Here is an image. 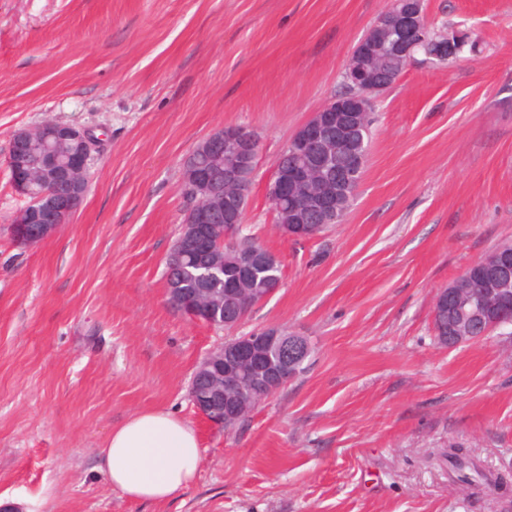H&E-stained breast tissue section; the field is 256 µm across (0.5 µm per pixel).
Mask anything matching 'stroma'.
<instances>
[{
  "label": "stroma",
  "instance_id": "1",
  "mask_svg": "<svg viewBox=\"0 0 512 512\" xmlns=\"http://www.w3.org/2000/svg\"><path fill=\"white\" fill-rule=\"evenodd\" d=\"M390 0H0V502L22 512H512V490L448 475V448L512 479V335L441 345L434 299L512 243V0H425L429 24L478 41L412 63L379 95L342 221L275 228L273 164L342 90ZM94 130L89 189L52 238L25 245L5 160L45 121ZM260 139L244 231L282 285L234 328L174 309L165 260L185 157L217 128ZM278 326L305 370L232 429L189 398L198 361ZM176 412L203 448L164 503L112 489L98 450L132 413Z\"/></svg>",
  "mask_w": 512,
  "mask_h": 512
}]
</instances>
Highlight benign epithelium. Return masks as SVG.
I'll return each instance as SVG.
<instances>
[{"label":"benign epithelium","mask_w":512,"mask_h":512,"mask_svg":"<svg viewBox=\"0 0 512 512\" xmlns=\"http://www.w3.org/2000/svg\"><path fill=\"white\" fill-rule=\"evenodd\" d=\"M423 0H404V6L390 16H378L374 27L395 30L393 51L401 68L414 61L416 43L413 33L425 23ZM356 71L357 82L365 85L370 99L380 95L383 87L367 79L371 62L356 57L349 62ZM364 106L358 100L344 104L334 99L313 113L290 138L283 154L293 152L300 158L297 166L288 168L275 162L267 185V197L276 215V223L294 239L310 237L304 228L302 207L297 199L306 197V207L326 221L336 214V194L360 182L366 154L349 153L347 164L333 180L331 192L314 198L307 186L308 176L330 175L336 156L349 147L354 131L353 112ZM334 124L336 137L329 139L323 129ZM99 147V137L73 124L47 121L17 130L11 138L6 160L15 189L29 198L27 207L17 216L15 226L34 224L33 234H20L26 244L53 237L68 223L88 191L87 172ZM207 162L194 155L185 161L184 183L193 189L197 204L195 223L181 225V239L201 260L197 274L203 280L215 277L222 267L211 263L214 254L236 237L237 228L245 221L248 190L254 177L259 155L257 136L239 126H224L196 146ZM237 198V208L227 213L224 223L216 224L217 209L228 197ZM276 256L267 250L253 249L245 266L268 267ZM471 267L477 269L483 290L473 294L467 289L469 276L449 283L436 294L434 306L449 307L461 313V319L436 326L442 344L452 348L481 338L493 331L512 326V252L496 247ZM166 293L182 301L189 314L210 325L214 310L198 303L178 288L176 279L165 273ZM310 345L307 338L289 334L271 326L250 334L235 336L208 352L198 363L189 388L195 409L208 421L219 412L224 423L241 417L230 403L227 393L238 387H257L268 396L294 380L307 360Z\"/></svg>","instance_id":"benign-epithelium-1"}]
</instances>
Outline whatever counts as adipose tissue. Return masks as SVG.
<instances>
[{"label": "adipose tissue", "mask_w": 512, "mask_h": 512, "mask_svg": "<svg viewBox=\"0 0 512 512\" xmlns=\"http://www.w3.org/2000/svg\"><path fill=\"white\" fill-rule=\"evenodd\" d=\"M98 455L114 489L151 503L169 501L190 486L201 462L194 428L163 409L132 414L112 430Z\"/></svg>", "instance_id": "1"}]
</instances>
